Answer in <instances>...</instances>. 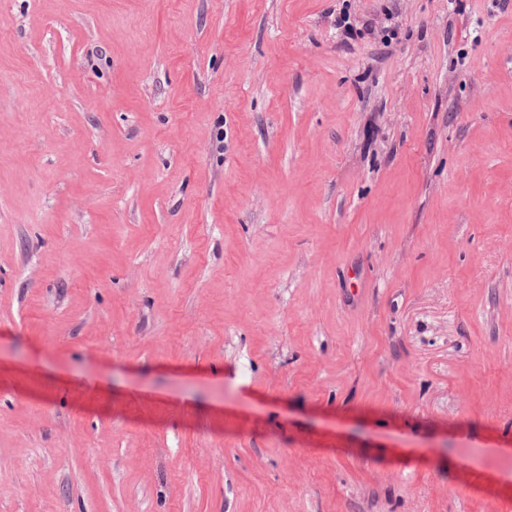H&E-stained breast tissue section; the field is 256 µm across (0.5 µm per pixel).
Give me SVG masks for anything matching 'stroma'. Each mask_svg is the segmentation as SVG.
I'll list each match as a JSON object with an SVG mask.
<instances>
[{"label": "stroma", "instance_id": "35a3bbf8", "mask_svg": "<svg viewBox=\"0 0 512 512\" xmlns=\"http://www.w3.org/2000/svg\"><path fill=\"white\" fill-rule=\"evenodd\" d=\"M0 512H512V0H0Z\"/></svg>", "mask_w": 512, "mask_h": 512}]
</instances>
